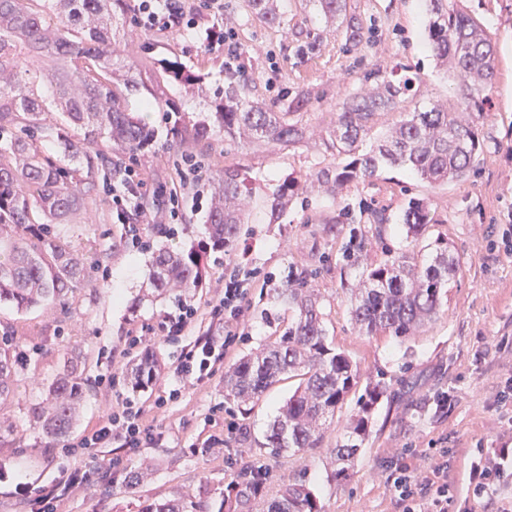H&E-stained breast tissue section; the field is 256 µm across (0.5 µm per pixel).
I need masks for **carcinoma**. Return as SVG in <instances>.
I'll use <instances>...</instances> for the list:
<instances>
[{"instance_id": "obj_1", "label": "carcinoma", "mask_w": 512, "mask_h": 512, "mask_svg": "<svg viewBox=\"0 0 512 512\" xmlns=\"http://www.w3.org/2000/svg\"><path fill=\"white\" fill-rule=\"evenodd\" d=\"M324 17L342 19L346 40L357 44L364 31L347 14V0H316ZM260 21L280 27L284 18L277 0H247ZM129 0H0V305L22 312L62 304L84 287L95 260L53 229L71 224L99 196L96 174L124 181L128 169L112 153L137 151L153 134L144 118L128 111L130 98L146 95L144 107L164 106L174 113L176 136L196 145L224 132L226 141L245 145L273 143L288 148L306 134L303 111L312 106L303 94L286 109L256 98L247 82L231 81L224 100L214 105L212 120L182 114L172 90L200 86L204 68L192 69L169 56L123 55ZM428 35L440 65L463 80L461 105L476 106L487 97L496 72L491 38L473 17L448 6V0H429ZM366 79L375 86L341 104L326 131L324 145L334 154H351L342 166L285 180L261 200L276 221L288 210L301 184L311 183L334 197L352 182H370L388 168H405L430 185L466 177L479 148L474 128L448 107L435 103L398 120L383 140L355 155L378 116L408 99L411 79ZM52 112L65 115V124L47 122ZM52 136L63 155L47 153L43 137ZM214 204L207 215L208 241L188 248L163 247L153 253L147 286L159 295L168 290L186 293L202 287L207 250L234 252L240 241L252 188L239 169L226 164L212 179ZM408 233L407 249L366 270L359 288L347 298L352 323L368 335L404 338L432 322L442 306L444 288L459 270L448 251L431 262L412 257L433 217L418 201L402 216ZM295 310L294 321L262 350L238 359L224 375L225 395L239 403L253 402L276 383L295 378L298 384L265 438L276 453L320 447L325 425L358 384V371L343 352L329 346L319 294L307 283L279 289ZM17 347H0V400L18 386ZM81 354L73 353L50 383L44 401L33 406L30 426L39 431L45 447H53L74 426L84 399L79 382ZM161 365L142 356L130 371L135 388L157 377ZM381 391L365 389L358 413L347 425V442L331 449L338 473L354 464L358 448L369 434V419ZM250 468L242 469L234 501L209 503L208 491L197 503L175 497L145 504L141 512H254L258 499ZM267 512H321L319 502L303 486L279 490Z\"/></svg>"}]
</instances>
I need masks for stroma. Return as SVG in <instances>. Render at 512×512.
<instances>
[{
	"instance_id": "1",
	"label": "stroma",
	"mask_w": 512,
	"mask_h": 512,
	"mask_svg": "<svg viewBox=\"0 0 512 512\" xmlns=\"http://www.w3.org/2000/svg\"><path fill=\"white\" fill-rule=\"evenodd\" d=\"M449 2L478 19L496 52L488 104L462 111L479 134L473 171L432 186L407 170L387 169L372 182L348 184L334 198L310 188L274 224L261 203H253L235 254L209 255L206 285L190 298L198 309L192 327L166 341L159 337L160 324L176 312L179 300L174 294L147 296L148 265L157 249L204 237L216 169L238 164L252 186L272 187L289 176L347 163V156L326 152L322 139L343 100L365 88L366 73L405 75L413 84L410 102L380 116L359 143L362 153L388 132L400 112L412 111L414 105L436 102L458 110L462 82L439 67L428 48L427 0H347L349 12L364 27V38L356 45L346 42L306 0H279L288 20L283 28L257 20L246 0H224V23L234 29L240 50L231 71L224 67L223 52L203 44L206 28L215 22L205 0H183L199 23L192 31H148L129 19L133 36L126 53H171L186 65H204L202 91L179 96L196 117H205L223 98L233 77L256 78L260 98L279 107L301 92L318 101L303 117L305 139L286 149L250 145L231 150L220 138L208 146H178L172 137L173 117L158 108L144 112L154 130L153 146L123 153L121 160L144 180L141 196L152 197L164 188V198L147 208L148 214L163 215V226L147 227L139 247L126 243L123 225L112 219V182L100 179L99 197L79 223L60 227L73 245L99 255L86 289L48 309L0 307V334H12L27 354L19 388L0 405V418L15 427L0 434V512H47L43 492L63 487L74 469L82 470L85 479L63 487L56 512H140L148 499L196 496L203 483L224 490L233 473L251 465L264 470L260 512L288 482L305 485L322 512H399L387 481L402 463L405 444L424 448L429 441H441L448 450V479L462 495L467 492L471 448L479 442L488 448L512 445V356L497 351L501 337H512V252L499 244L503 215L512 212V0ZM193 162L203 166L200 178L181 183L180 170ZM412 198L423 200L434 218L418 242L420 258H431L446 247L458 259L459 271L438 318L415 336L402 340L361 333L350 320L349 291L358 286L366 265L384 262L406 248L402 213ZM373 210L385 211L389 218L383 234L370 230L367 216ZM328 220L337 221L336 235L322 234ZM232 261L257 269L267 279L265 287L248 291L244 334L215 364L211 380L176 382L173 370L182 348L197 337L218 341L224 334L211 306L222 287L224 266ZM297 277L320 293L327 340L358 366L360 385H387L354 467L339 477L330 450L345 441L347 421L359 410L356 394L348 395L327 424L321 447L276 458L263 448L264 434L296 380L276 384L249 405L224 396L225 370L273 341L290 322L292 314L276 290ZM138 296L142 304L131 309ZM134 335L152 338L151 349L164 365L160 376L139 390L130 385L128 366L142 352L125 346ZM76 347L86 357L85 399L64 444L46 448L29 430L28 412L42 401L64 354ZM175 385L181 397L166 402ZM442 394L454 403L450 412L436 409ZM127 397L144 409L149 437L140 448H124L116 439L90 456L65 451V444L80 441ZM144 463L152 467L148 480L127 492L126 475Z\"/></svg>"
}]
</instances>
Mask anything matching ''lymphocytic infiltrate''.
<instances>
[{
	"label": "lymphocytic infiltrate",
	"mask_w": 512,
	"mask_h": 512,
	"mask_svg": "<svg viewBox=\"0 0 512 512\" xmlns=\"http://www.w3.org/2000/svg\"><path fill=\"white\" fill-rule=\"evenodd\" d=\"M138 21L143 28L157 26L168 28H194L195 23L186 18L175 0H169L166 10H159L157 0H138ZM250 276L249 271L233 266L224 279V289L213 307L214 316L223 317L232 331L225 336V343H232L235 326L244 323L247 310L242 303V284ZM217 347L212 339H199L182 350L174 375L180 380L197 383L208 381L213 375L217 360ZM143 409L133 401L122 402L118 411L108 416L91 434L79 443L83 453L105 447L113 438L123 440L125 447H140L147 437L142 423ZM410 464L398 467L391 474L389 491L402 512H480L488 503H495L497 512H512V503L497 500L501 488L512 484V448H483L473 451L465 498H458L454 486L448 480V451L444 448H409L405 451Z\"/></svg>",
	"instance_id": "obj_1"
}]
</instances>
